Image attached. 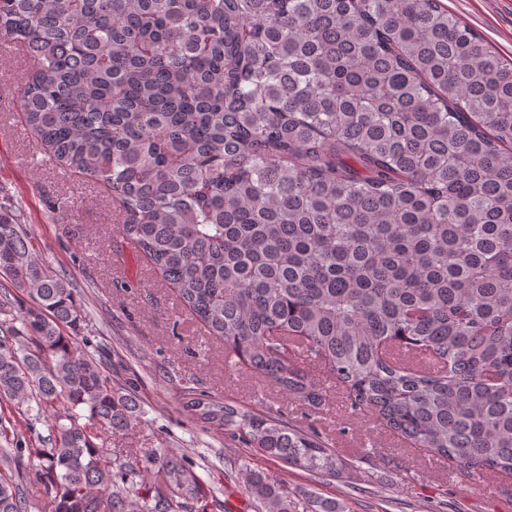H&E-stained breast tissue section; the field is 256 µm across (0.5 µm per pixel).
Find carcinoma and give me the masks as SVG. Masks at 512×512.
I'll return each instance as SVG.
<instances>
[{
    "mask_svg": "<svg viewBox=\"0 0 512 512\" xmlns=\"http://www.w3.org/2000/svg\"><path fill=\"white\" fill-rule=\"evenodd\" d=\"M34 58L21 121L105 190L122 236L228 355L350 408L468 477L512 476V60L442 0H0ZM0 512H182L186 458L116 452L135 404L86 353L70 280L0 216ZM270 460L338 477L318 435L189 391ZM258 512H299L269 476ZM25 405L21 407L19 405V408L17 405L9 404V405H3L2 409L0 407V412H2V415L6 418L8 421L10 419V424L6 423L8 427L11 428V431H13V425H15V431L14 434L16 436V433L19 435V438H21L24 441H27L29 437H31L32 440L36 439V435H42L46 436L48 434V430L46 425L39 421L34 424V427H31L26 425L27 422V415L25 414Z\"/></svg>",
    "mask_w": 512,
    "mask_h": 512,
    "instance_id": "cac0c4a2",
    "label": "carcinoma"
}]
</instances>
